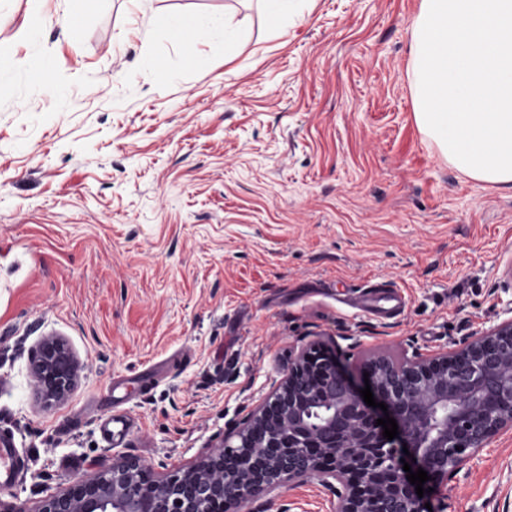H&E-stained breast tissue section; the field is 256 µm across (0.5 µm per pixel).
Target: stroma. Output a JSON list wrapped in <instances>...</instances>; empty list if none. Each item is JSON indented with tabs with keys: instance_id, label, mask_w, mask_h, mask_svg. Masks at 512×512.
Listing matches in <instances>:
<instances>
[{
	"instance_id": "1",
	"label": "stroma",
	"mask_w": 512,
	"mask_h": 512,
	"mask_svg": "<svg viewBox=\"0 0 512 512\" xmlns=\"http://www.w3.org/2000/svg\"><path fill=\"white\" fill-rule=\"evenodd\" d=\"M299 8L277 24L261 0H0V440L24 462L1 503L36 512L123 455L187 469L302 346L400 359L512 318V191L458 170L414 116L420 0ZM173 13L227 26L188 54ZM375 280L402 315L350 307ZM49 336L80 371L48 407L30 363ZM440 508L512 512V431ZM226 512L336 499L312 480Z\"/></svg>"
}]
</instances>
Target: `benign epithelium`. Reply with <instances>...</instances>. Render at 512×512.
Here are the masks:
<instances>
[{"label":"benign epithelium","mask_w":512,"mask_h":512,"mask_svg":"<svg viewBox=\"0 0 512 512\" xmlns=\"http://www.w3.org/2000/svg\"><path fill=\"white\" fill-rule=\"evenodd\" d=\"M376 402L335 354L301 350L239 431L193 466L167 477L124 457L92 477H76L37 512H224L311 478L337 499L336 512H429L404 463L435 489L501 432L512 430V319L433 355L365 357ZM46 405L74 389L79 365L64 341L47 337L31 360ZM396 420L388 440L376 420ZM407 447L408 452L401 451Z\"/></svg>","instance_id":"obj_1"}]
</instances>
